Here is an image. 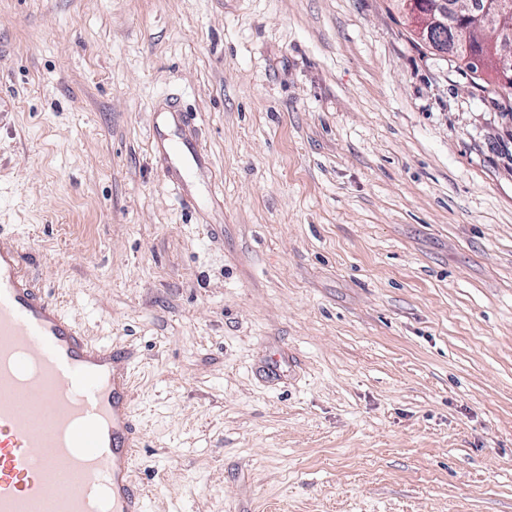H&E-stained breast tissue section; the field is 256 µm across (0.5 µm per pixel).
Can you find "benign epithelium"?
Here are the masks:
<instances>
[{
  "instance_id": "benign-epithelium-1",
  "label": "benign epithelium",
  "mask_w": 512,
  "mask_h": 512,
  "mask_svg": "<svg viewBox=\"0 0 512 512\" xmlns=\"http://www.w3.org/2000/svg\"><path fill=\"white\" fill-rule=\"evenodd\" d=\"M419 36H429L435 27L448 25V19H459L455 37L446 44L434 46L443 57H452L460 47L473 46L489 53L502 78L512 80V0H432L426 11L417 0H404Z\"/></svg>"
}]
</instances>
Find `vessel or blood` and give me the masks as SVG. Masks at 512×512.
I'll list each match as a JSON object with an SVG mask.
<instances>
[{"label":"vessel or blood","instance_id":"b4317fda","mask_svg":"<svg viewBox=\"0 0 512 512\" xmlns=\"http://www.w3.org/2000/svg\"><path fill=\"white\" fill-rule=\"evenodd\" d=\"M183 182L204 156L151 132ZM123 352L87 336L0 236V512H146L133 478L141 431Z\"/></svg>","mask_w":512,"mask_h":512}]
</instances>
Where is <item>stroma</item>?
<instances>
[{
	"label": "stroma",
	"mask_w": 512,
	"mask_h": 512,
	"mask_svg": "<svg viewBox=\"0 0 512 512\" xmlns=\"http://www.w3.org/2000/svg\"><path fill=\"white\" fill-rule=\"evenodd\" d=\"M0 227L130 352L148 512H512V103L397 0H0ZM151 136L155 143L161 147L164 159L167 163V173L174 178L178 185H182L185 177L192 168L199 167L204 163V156L196 143L186 136H178L176 139L169 138L159 124L153 126ZM160 142V144H159Z\"/></svg>",
	"instance_id": "35a3bbf8"
}]
</instances>
